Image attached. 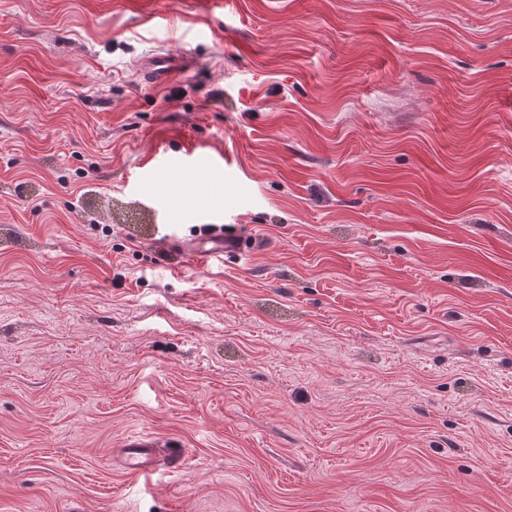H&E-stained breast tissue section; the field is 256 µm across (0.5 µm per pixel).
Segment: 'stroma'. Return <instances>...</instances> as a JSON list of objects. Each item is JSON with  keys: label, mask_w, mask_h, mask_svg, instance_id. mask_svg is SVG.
<instances>
[{"label": "stroma", "mask_w": 512, "mask_h": 512, "mask_svg": "<svg viewBox=\"0 0 512 512\" xmlns=\"http://www.w3.org/2000/svg\"><path fill=\"white\" fill-rule=\"evenodd\" d=\"M0 512H512V0H0ZM196 64L190 50L159 51L144 57L140 72L151 86L164 87L194 72ZM173 211L202 214L209 210L205 198L195 190H182L170 199ZM217 238H200L181 240L176 238H165L158 243V248L165 250L168 254L183 253L190 257L192 262L199 267L207 266L213 260L224 259V254L241 255L245 252L247 245L244 238L235 233L216 234ZM224 237L225 243H224ZM227 238L230 241L227 242ZM157 446L147 440L131 438L123 449V460L126 470L136 474L149 467L158 458Z\"/></svg>", "instance_id": "35a3bbf8"}]
</instances>
